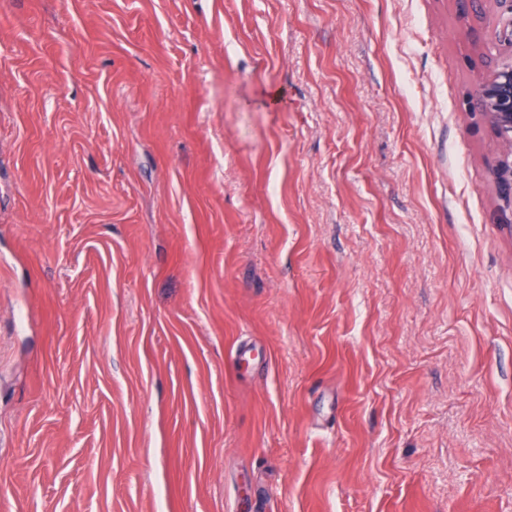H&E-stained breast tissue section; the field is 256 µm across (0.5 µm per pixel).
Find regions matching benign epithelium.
<instances>
[{
	"label": "benign epithelium",
	"mask_w": 512,
	"mask_h": 512,
	"mask_svg": "<svg viewBox=\"0 0 512 512\" xmlns=\"http://www.w3.org/2000/svg\"><path fill=\"white\" fill-rule=\"evenodd\" d=\"M497 62L474 95L503 150L493 177L504 209L512 211V0H495Z\"/></svg>",
	"instance_id": "1"
}]
</instances>
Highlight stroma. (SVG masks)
Instances as JSON below:
<instances>
[{
  "instance_id": "35a3bbf8",
  "label": "stroma",
  "mask_w": 512,
  "mask_h": 512,
  "mask_svg": "<svg viewBox=\"0 0 512 512\" xmlns=\"http://www.w3.org/2000/svg\"><path fill=\"white\" fill-rule=\"evenodd\" d=\"M495 15L0 0V512H512Z\"/></svg>"
}]
</instances>
